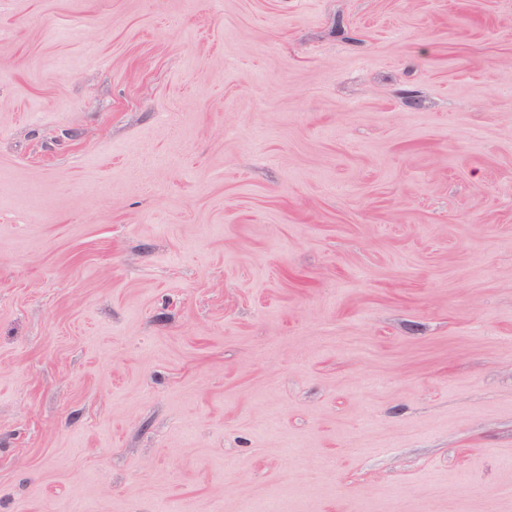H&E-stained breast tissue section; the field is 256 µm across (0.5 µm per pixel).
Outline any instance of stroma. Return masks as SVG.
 I'll list each match as a JSON object with an SVG mask.
<instances>
[{"label":"stroma","instance_id":"35a3bbf8","mask_svg":"<svg viewBox=\"0 0 512 512\" xmlns=\"http://www.w3.org/2000/svg\"><path fill=\"white\" fill-rule=\"evenodd\" d=\"M0 512H512V0H0Z\"/></svg>","mask_w":512,"mask_h":512}]
</instances>
